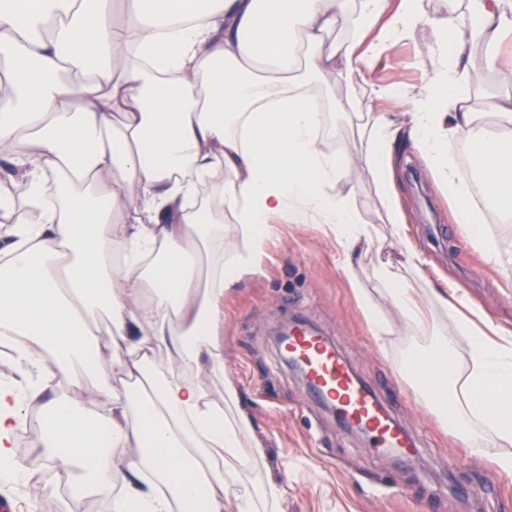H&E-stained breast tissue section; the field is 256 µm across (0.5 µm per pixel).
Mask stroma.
I'll return each mask as SVG.
<instances>
[{
  "mask_svg": "<svg viewBox=\"0 0 512 512\" xmlns=\"http://www.w3.org/2000/svg\"><path fill=\"white\" fill-rule=\"evenodd\" d=\"M439 66L431 31L394 44L372 68L353 82L320 89L323 109L319 140L324 152L341 155L361 149L365 124L360 104L393 113L403 120L402 105L376 98L379 85L419 90ZM350 99L338 112L333 100ZM398 166L393 192L405 217L406 242H399L387 218L384 200L371 176L350 164L333 194L349 195L361 223L374 239L356 254L352 274L342 269L343 252L335 234L316 219L303 224L287 217L273 221L265 255L257 272L243 274L224 296L218 329L224 345V374L238 387L239 401L228 416L246 413L252 426L241 435V453L254 441L267 448V462L244 468L240 480L257 486L267 480L287 493L279 512H512V477L496 473L483 458L458 444L450 426L426 410L415 389L398 392L390 372L411 354L430 348L432 336L457 339L456 362L468 370L470 348L460 334L461 316L441 307L435 292L464 296L485 319L512 330V273L504 274L494 255H512V223H501L499 207L487 198L476 205L492 222L480 242L469 240L456 222V202L409 138L396 145ZM411 244L423 263L404 265L401 251ZM389 265L415 288L429 316L410 323L386 296L380 266ZM369 289L385 321L394 328L387 347H379L353 282ZM299 320L315 327L370 387L382 404L414 438L417 456L402 462L378 453L365 437L336 420L325 404L311 396L304 382L283 363L273 340L275 327ZM21 475L0 472V498L25 512L29 500H42L52 512H112L116 488L88 499L74 497L55 463H21Z\"/></svg>",
  "mask_w": 512,
  "mask_h": 512,
  "instance_id": "1",
  "label": "stroma"
}]
</instances>
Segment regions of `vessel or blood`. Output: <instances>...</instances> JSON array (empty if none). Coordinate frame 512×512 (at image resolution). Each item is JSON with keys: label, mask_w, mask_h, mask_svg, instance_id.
Wrapping results in <instances>:
<instances>
[{"label": "vessel or blood", "mask_w": 512, "mask_h": 512, "mask_svg": "<svg viewBox=\"0 0 512 512\" xmlns=\"http://www.w3.org/2000/svg\"><path fill=\"white\" fill-rule=\"evenodd\" d=\"M288 352L305 367L313 392L335 405L344 422L363 426L374 439L375 448H393L404 458H413L416 447L381 412L372 392L360 388L348 366L320 336L300 330L290 336Z\"/></svg>", "instance_id": "1"}]
</instances>
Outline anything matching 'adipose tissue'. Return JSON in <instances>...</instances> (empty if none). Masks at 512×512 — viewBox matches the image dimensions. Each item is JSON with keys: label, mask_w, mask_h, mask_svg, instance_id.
I'll list each match as a JSON object with an SVG mask.
<instances>
[{"label": "adipose tissue", "mask_w": 512, "mask_h": 512, "mask_svg": "<svg viewBox=\"0 0 512 512\" xmlns=\"http://www.w3.org/2000/svg\"><path fill=\"white\" fill-rule=\"evenodd\" d=\"M420 0H401L384 29L388 0H0V340L21 376L0 380V471L17 472L13 438L32 425L73 492L120 487L114 512H255L278 506L284 487L238 481L246 414L224 416L237 389L224 381L217 339L224 294L236 274L257 270L269 220L329 225L344 270L370 244L348 197L329 195L346 157L324 153L311 85L351 81L398 39L415 33ZM478 18L473 33L465 15ZM349 34L327 35L340 18ZM440 67L428 87L392 91L408 124L366 110L371 128L355 161L392 199V159L408 135L457 202L464 235L484 236L453 164L456 136L470 146L486 197L512 215V92L490 74L512 69V0H448L438 20ZM487 48L482 69L471 47ZM486 90L473 110L464 86ZM219 188L195 202L206 182ZM246 243L224 271V215ZM468 373L456 339L435 337L414 357L423 404L451 420L457 439L512 476V331L461 323ZM110 352L119 384L82 400L44 383L92 374ZM182 370L159 373L162 356ZM223 380L221 396L206 381ZM465 399L468 415L457 409ZM478 425H471L469 416Z\"/></svg>", "instance_id": "obj_1"}]
</instances>
